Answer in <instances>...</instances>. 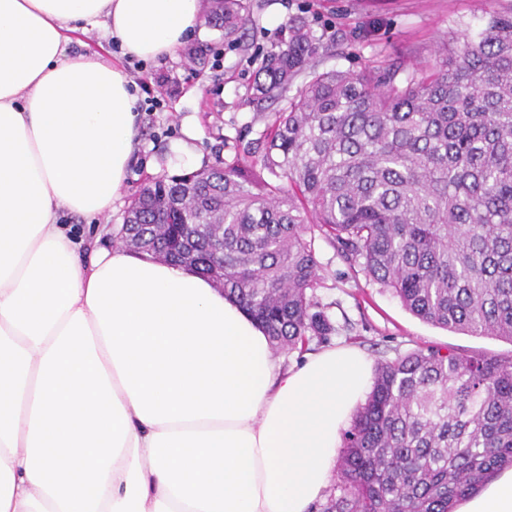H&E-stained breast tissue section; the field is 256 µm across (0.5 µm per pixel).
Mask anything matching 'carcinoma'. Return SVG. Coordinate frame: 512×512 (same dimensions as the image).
<instances>
[{"label":"carcinoma","instance_id":"obj_1","mask_svg":"<svg viewBox=\"0 0 512 512\" xmlns=\"http://www.w3.org/2000/svg\"><path fill=\"white\" fill-rule=\"evenodd\" d=\"M243 10L215 0L205 19L229 39ZM318 54L312 28L289 24L254 101L306 81L252 164L148 182L117 240L208 279L224 266V295L275 352L335 331L315 296L318 235L420 320L512 342V12H485L426 69L320 72ZM509 467L512 357L419 348L377 365L315 512H454Z\"/></svg>","mask_w":512,"mask_h":512}]
</instances>
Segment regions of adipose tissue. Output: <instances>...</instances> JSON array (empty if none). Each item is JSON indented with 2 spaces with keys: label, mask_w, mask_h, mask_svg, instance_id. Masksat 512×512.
<instances>
[{
  "label": "adipose tissue",
  "mask_w": 512,
  "mask_h": 512,
  "mask_svg": "<svg viewBox=\"0 0 512 512\" xmlns=\"http://www.w3.org/2000/svg\"><path fill=\"white\" fill-rule=\"evenodd\" d=\"M200 0H0V512H312L372 387L353 347L282 367L210 280L64 216L110 211L133 80L72 32L153 61ZM457 512H512V469Z\"/></svg>",
  "instance_id": "ef3b65f1"
}]
</instances>
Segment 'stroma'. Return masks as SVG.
Here are the masks:
<instances>
[{
	"instance_id": "35a3bbf8",
	"label": "stroma",
	"mask_w": 512,
	"mask_h": 512,
	"mask_svg": "<svg viewBox=\"0 0 512 512\" xmlns=\"http://www.w3.org/2000/svg\"><path fill=\"white\" fill-rule=\"evenodd\" d=\"M244 26L235 42L221 30L203 26L171 57L144 63L141 78L176 76L162 112L141 117L127 180L107 224L125 220L131 200L149 179L192 172L223 161L246 164L243 149L275 119L273 109L258 111L252 84L272 44L302 19L330 43L319 55L322 70H361L392 58L408 65L433 59L444 48L449 30L477 33L484 9H512V0H245ZM224 50L214 67L212 48ZM320 280L315 290L335 327L327 342L311 340L306 349L280 353L286 365L300 363L306 352L347 345L364 351L371 363L427 346L461 353L511 356L512 343L492 336L454 332L423 322L406 310L391 291L363 273L352 272L325 239L314 242Z\"/></svg>"
}]
</instances>
